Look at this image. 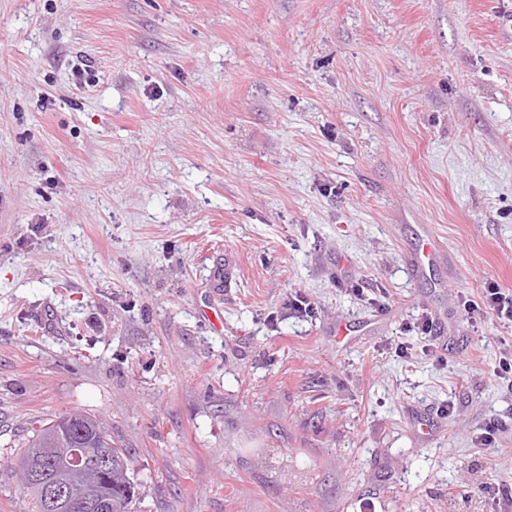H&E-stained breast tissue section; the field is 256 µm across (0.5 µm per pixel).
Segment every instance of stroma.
I'll list each match as a JSON object with an SVG mask.
<instances>
[{
	"instance_id": "stroma-1",
	"label": "stroma",
	"mask_w": 512,
	"mask_h": 512,
	"mask_svg": "<svg viewBox=\"0 0 512 512\" xmlns=\"http://www.w3.org/2000/svg\"><path fill=\"white\" fill-rule=\"evenodd\" d=\"M489 283L512 0H0V512L75 409L142 512H492L512 324L462 306ZM443 257L438 241L433 236L426 234L417 251L412 254V264L415 271L421 273L426 267H430Z\"/></svg>"
}]
</instances>
